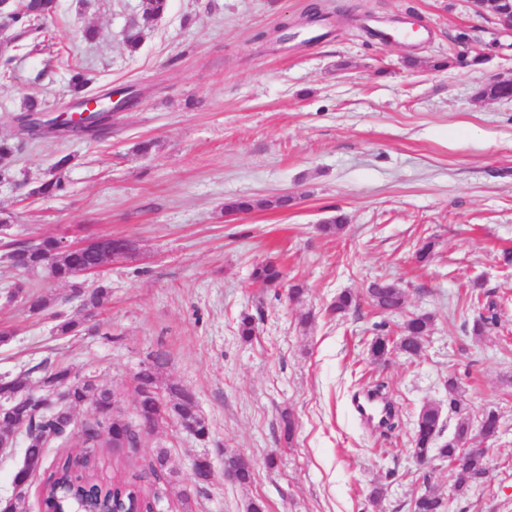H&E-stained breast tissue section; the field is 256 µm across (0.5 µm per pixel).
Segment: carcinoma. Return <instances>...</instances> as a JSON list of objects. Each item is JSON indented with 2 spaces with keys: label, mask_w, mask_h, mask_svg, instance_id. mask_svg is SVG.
<instances>
[{
  "label": "carcinoma",
  "mask_w": 512,
  "mask_h": 512,
  "mask_svg": "<svg viewBox=\"0 0 512 512\" xmlns=\"http://www.w3.org/2000/svg\"><path fill=\"white\" fill-rule=\"evenodd\" d=\"M169 0H143L142 18L144 24L160 19L168 9ZM480 14L501 23L503 17L512 18V0H480ZM57 9L56 0H27L12 17L18 36L41 35L46 32V22L52 18ZM486 62L481 54L468 56L455 54L445 61H437L435 68L478 67ZM72 95L77 101L93 93L91 79L78 69H73L70 77ZM477 95L481 98L508 99L512 97V83H487ZM21 145L12 138H0V179L8 180L16 155ZM71 163V158L63 157L54 165V175L33 187L31 196L61 195L67 191L63 170ZM11 262L14 268L23 272H47L55 281L69 285L71 297L80 301V307L73 314L56 313L59 323L55 326L56 333L61 336L76 335L94 317L96 310L107 299L108 288L99 285L85 290L82 272L99 267L103 264L101 253L94 248L83 250L62 251L58 238L43 237L35 242L19 243L11 251ZM283 273L280 265L269 260L256 266L252 271L254 283L268 288L281 282ZM19 296L27 303L30 312L37 314L48 308L47 297L31 291L28 285L20 282L7 296L11 301ZM367 300L373 307L385 314L399 311L404 305V294L401 288L386 281H374L366 290ZM478 314L473 320L471 333L481 337L488 333L490 327L497 323V305L492 300H482L481 294L474 295ZM358 297L350 291L340 293L331 304L330 311L340 316L357 307ZM432 324L428 314H415L407 317L400 326L397 336L385 334L375 336L370 343L369 359L372 363L387 360L391 351L414 359L424 349V337L427 336ZM165 353L158 351L150 356V361L141 366L136 374L138 395L137 413L139 423L124 421L112 414V391L95 380L81 377L68 367H55L44 372L41 378L40 395L63 386L67 389L68 398L62 408H46L38 410L31 398L32 390L28 375L17 377H0V433L9 432L12 436L22 434L25 442L24 459L21 472L16 480L26 482L31 476L40 472L45 464L46 449L52 444L68 438L77 428L71 409L88 404L97 411L100 419L84 425L82 433L86 448L91 449L98 443L101 434L114 433L122 438L120 447L136 448L141 442L143 423L160 416L172 420L181 427L192 431L198 438L208 435V426L200 417L193 393L186 388L171 385L168 387L169 400L161 398L157 387V374L164 365ZM448 414L455 417V425L448 438H443L444 423L441 408L437 404L427 403L419 410L413 433L412 453L416 461L425 466L435 458L453 464L458 458L463 463L454 468L455 482L448 498L426 491L413 501V512H447L450 504L447 500L465 497L468 492L484 483L488 478V468L484 450L472 444V440L487 434L496 437L501 428V417L493 409L482 413L479 420L472 419L468 404L455 378H448ZM169 457L165 449L157 451L149 463L151 473L165 476L168 483L177 485L178 479L169 468ZM224 468L237 472L238 483L251 481L252 469L242 463L241 456L224 458ZM213 476L211 459L201 455L194 461L193 477L197 485L208 483ZM86 488L116 502H129L135 496L149 499L141 487L119 477L105 478L97 471L87 468L81 460L67 456L60 459L51 471L42 489V507L45 512H56L65 499L64 489Z\"/></svg>",
  "instance_id": "1"
}]
</instances>
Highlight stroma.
I'll list each match as a JSON object with an SVG mask.
<instances>
[{"instance_id": "1", "label": "stroma", "mask_w": 512, "mask_h": 512, "mask_svg": "<svg viewBox=\"0 0 512 512\" xmlns=\"http://www.w3.org/2000/svg\"><path fill=\"white\" fill-rule=\"evenodd\" d=\"M310 2L170 0L132 53L124 33L140 21L142 0H59L50 47L16 39L11 76L0 78V137L16 133L27 97L50 113L70 102L71 65L94 89H129L136 101L113 113L102 139L26 141L13 180L0 183V208L14 214L7 239L112 235L133 249L86 279L109 290L97 331L66 338L51 315L5 297L24 279L59 312L68 287L0 260V326L14 330L0 344V374L35 382L44 368L71 367L111 389L116 415L133 421L136 374L164 351L160 387L194 394L208 437L167 421L140 447L95 451L104 475L141 485L164 512L184 509L148 470L161 448L186 485L193 460L211 458L214 477L194 492V512H246L255 499L266 512H411L417 495H447L455 479L447 462L424 470L410 451L418 411L447 406L453 376L472 416L496 409L503 427L488 443L490 481L452 512H512V99L477 95L512 69V34L473 0H320L328 17L319 42L277 41L278 24ZM88 26L96 42L82 40ZM369 26L419 36L387 43ZM463 50L488 61L433 69ZM148 139L151 152L136 153ZM65 155L66 194L28 196ZM284 195L290 206L274 207ZM237 198L253 209L224 215ZM339 212L344 231L323 235L319 224ZM426 240L434 255L422 265L414 252ZM268 260L285 277L261 288L250 274ZM375 280L402 289L403 311L364 303L330 314L337 294ZM477 282L501 304L480 340L470 332ZM245 312L257 326L247 341L237 334ZM411 313L433 317L421 357L370 363L379 329L396 332ZM381 381L399 418L391 432L372 429L353 405L355 392ZM230 454L252 461L251 483L225 481ZM377 485L384 496L374 503Z\"/></svg>"}]
</instances>
